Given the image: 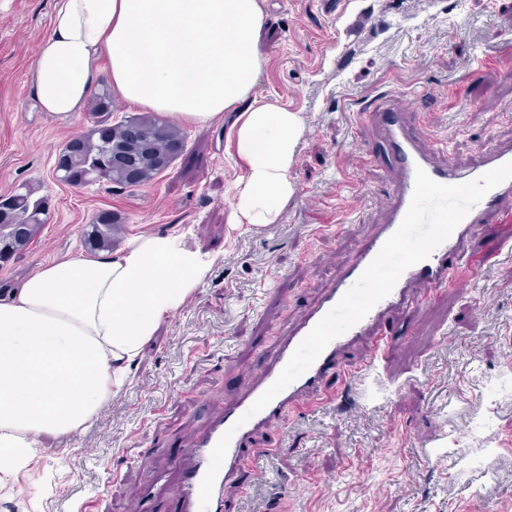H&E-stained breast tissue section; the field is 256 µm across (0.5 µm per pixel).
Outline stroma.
<instances>
[{
	"label": "stroma",
	"mask_w": 512,
	"mask_h": 512,
	"mask_svg": "<svg viewBox=\"0 0 512 512\" xmlns=\"http://www.w3.org/2000/svg\"><path fill=\"white\" fill-rule=\"evenodd\" d=\"M265 62L251 96L298 113L302 132L279 220L228 221L243 171L236 113L182 124L186 150L131 192L57 182L60 148L90 125L37 106L29 67L54 0H0V194L49 198L25 255L0 265V294L39 267L85 255L100 210L124 218L117 242L186 234L215 261L165 316L125 385L87 429L50 437L0 478V512H179L174 460L219 417L384 219L388 191L364 123L409 91L427 135L471 168L484 143L512 145V0H260ZM480 280L395 315L397 343L343 405L321 403L255 435L261 456L224 512H512V222L490 217Z\"/></svg>",
	"instance_id": "obj_1"
}]
</instances>
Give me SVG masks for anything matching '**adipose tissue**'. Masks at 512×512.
<instances>
[{"mask_svg": "<svg viewBox=\"0 0 512 512\" xmlns=\"http://www.w3.org/2000/svg\"><path fill=\"white\" fill-rule=\"evenodd\" d=\"M263 23L259 0H56L30 67L32 92L66 121L105 72L126 102L178 121L237 111L245 173L230 218L273 224L294 192L302 124L298 113L248 98ZM211 262L182 235L140 234L110 255L55 260L0 298V464L23 468L45 437L92 422Z\"/></svg>", "mask_w": 512, "mask_h": 512, "instance_id": "1", "label": "adipose tissue"}]
</instances>
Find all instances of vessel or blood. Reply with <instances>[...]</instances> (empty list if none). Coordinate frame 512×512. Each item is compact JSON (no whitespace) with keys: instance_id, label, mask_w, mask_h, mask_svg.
<instances>
[{"instance_id":"1","label":"vessel or blood","mask_w":512,"mask_h":512,"mask_svg":"<svg viewBox=\"0 0 512 512\" xmlns=\"http://www.w3.org/2000/svg\"><path fill=\"white\" fill-rule=\"evenodd\" d=\"M403 98L400 92L387 96L368 114L378 130V142L390 177L384 224L378 225L355 261L337 275L318 302L282 339L276 356L262 365L253 384L225 412L223 421L214 424L201 437L193 450L194 465L186 473L179 490L181 512H224L225 489L239 485L241 475L250 463L249 457L243 453L249 439L285 413L301 410L309 403L323 399L326 395L325 378L333 371L344 372V354L360 341H371L368 363L376 365L392 346L389 339L391 317L395 311L409 304L414 289L420 287L433 292L462 278L478 279L483 271L484 256L469 250L476 233L486 230L488 216L494 211L503 222H512V179H507L474 205L453 233L426 260L405 270L392 291L361 321L333 339L301 376L263 410L251 413V405L277 379L294 350L358 281L384 242L398 229L412 199L416 169H423L438 183L454 185L475 180L496 167L512 162V149L488 144L479 149L474 166L464 172L458 171L445 162L446 149L443 145L424 142L420 115L408 111ZM226 434L231 437L228 451L217 473L210 502L204 507L200 504V483L208 470L212 449Z\"/></svg>"}]
</instances>
